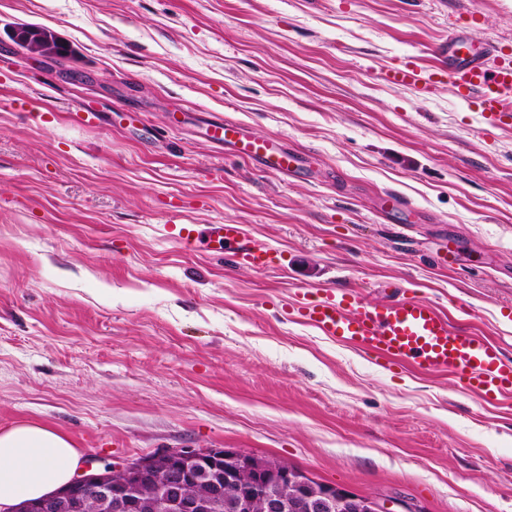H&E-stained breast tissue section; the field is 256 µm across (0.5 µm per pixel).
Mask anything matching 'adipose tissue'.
<instances>
[{
    "mask_svg": "<svg viewBox=\"0 0 512 512\" xmlns=\"http://www.w3.org/2000/svg\"><path fill=\"white\" fill-rule=\"evenodd\" d=\"M80 454L69 437L21 422L0 431V506L38 499L67 485Z\"/></svg>",
    "mask_w": 512,
    "mask_h": 512,
    "instance_id": "obj_1",
    "label": "adipose tissue"
}]
</instances>
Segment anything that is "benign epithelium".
<instances>
[{
  "label": "benign epithelium",
  "mask_w": 512,
  "mask_h": 512,
  "mask_svg": "<svg viewBox=\"0 0 512 512\" xmlns=\"http://www.w3.org/2000/svg\"><path fill=\"white\" fill-rule=\"evenodd\" d=\"M31 60L57 59L49 36L24 48ZM88 456L70 488L11 512H392L380 496L356 494L309 471L241 448H168L94 466Z\"/></svg>",
  "instance_id": "obj_1"
}]
</instances>
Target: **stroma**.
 Returning a JSON list of instances; mask_svg holds the SVG:
<instances>
[{
    "instance_id": "stroma-1",
    "label": "stroma",
    "mask_w": 512,
    "mask_h": 512,
    "mask_svg": "<svg viewBox=\"0 0 512 512\" xmlns=\"http://www.w3.org/2000/svg\"><path fill=\"white\" fill-rule=\"evenodd\" d=\"M21 24L70 46L63 67L22 56ZM462 25L512 49V0H0V430L115 461L242 448L425 512H512V398L288 313L402 289L512 359V130L448 80L380 78L442 67ZM214 116L302 167L224 151ZM174 223L243 225L283 260L187 250ZM382 78L395 85H427L437 73H430L414 63L393 65L381 72Z\"/></svg>"
}]
</instances>
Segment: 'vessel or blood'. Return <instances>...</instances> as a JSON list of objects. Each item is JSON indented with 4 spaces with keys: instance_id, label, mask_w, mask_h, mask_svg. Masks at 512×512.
<instances>
[{
    "instance_id": "vessel-or-blood-1",
    "label": "vessel or blood",
    "mask_w": 512,
    "mask_h": 512,
    "mask_svg": "<svg viewBox=\"0 0 512 512\" xmlns=\"http://www.w3.org/2000/svg\"><path fill=\"white\" fill-rule=\"evenodd\" d=\"M492 54L498 58L493 65L488 62ZM445 72L456 94L474 101L487 126L512 127V107L501 97L502 91L512 88L511 52L474 47L460 32L448 41ZM382 77L395 85H426L433 75L409 62L385 69ZM206 135L239 157L283 175L295 172L300 162L299 154L279 139L253 136L237 122L212 119L206 124ZM171 235L184 248L221 251L256 271L268 269L277 259L274 252L248 240L239 224H176ZM298 313L325 335L352 343L382 366L445 373L488 401L512 393V361L504 359L499 344L454 328L446 315L425 300L404 297L371 304L330 292L306 300Z\"/></svg>"
}]
</instances>
